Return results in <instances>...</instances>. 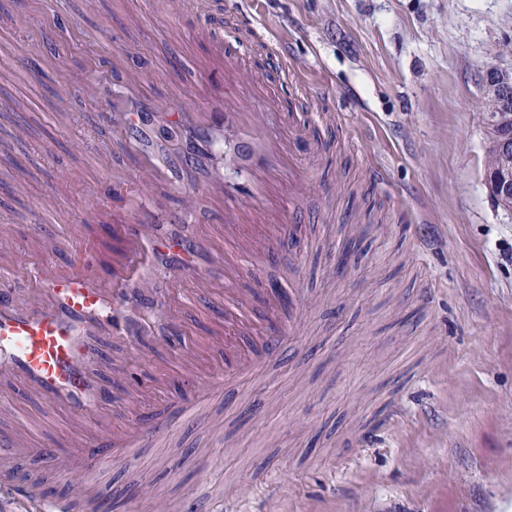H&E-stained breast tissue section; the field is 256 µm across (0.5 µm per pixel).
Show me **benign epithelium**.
<instances>
[{"instance_id": "1", "label": "benign epithelium", "mask_w": 512, "mask_h": 512, "mask_svg": "<svg viewBox=\"0 0 512 512\" xmlns=\"http://www.w3.org/2000/svg\"><path fill=\"white\" fill-rule=\"evenodd\" d=\"M488 154L485 186L497 207L512 212V71L487 69L480 75Z\"/></svg>"}]
</instances>
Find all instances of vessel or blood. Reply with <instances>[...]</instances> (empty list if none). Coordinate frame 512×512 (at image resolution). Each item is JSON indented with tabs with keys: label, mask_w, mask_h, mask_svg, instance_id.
Wrapping results in <instances>:
<instances>
[{
	"label": "vessel or blood",
	"mask_w": 512,
	"mask_h": 512,
	"mask_svg": "<svg viewBox=\"0 0 512 512\" xmlns=\"http://www.w3.org/2000/svg\"><path fill=\"white\" fill-rule=\"evenodd\" d=\"M189 34L222 55L224 99L205 112L171 113L188 139L223 137L225 164L235 173L207 184L223 199L208 238L194 230L196 160L159 156L106 91L97 123L139 162L135 178H115L111 155L98 156L108 175L91 189L99 232L67 225L80 248L58 265L24 262L0 244V389L35 397L43 410L37 417L0 404V499L30 512H94L104 494L96 472L155 447L179 420L210 424L204 405L211 391L279 356L285 338L298 334L296 318L284 316V296L262 287L259 266L293 240L299 225L315 221L295 197L271 191L288 144L304 138L305 128L283 123L281 98L239 56L225 53L210 21H197ZM135 55L121 45L109 59L130 91L146 72ZM160 181L177 193L176 207L153 206L147 192ZM136 191L144 197L132 214L124 201ZM202 250L221 257L219 272L201 275L188 265ZM188 276L194 288L173 295V284ZM18 277L28 281L32 304L8 287ZM181 381L193 384V394L172 400ZM65 459L72 462L65 492L55 496L39 472ZM133 509L175 512L157 491L142 493Z\"/></svg>",
	"instance_id": "1"
}]
</instances>
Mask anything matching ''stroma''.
Wrapping results in <instances>:
<instances>
[{
    "label": "stroma",
    "instance_id": "1",
    "mask_svg": "<svg viewBox=\"0 0 512 512\" xmlns=\"http://www.w3.org/2000/svg\"><path fill=\"white\" fill-rule=\"evenodd\" d=\"M226 2L206 0L225 42L247 39L246 64L306 114L298 157H323L322 193L300 201L321 220L302 229L298 277L284 260L261 270L301 290L303 343L215 392L220 433L182 425L103 468L106 512H131L147 487L195 510L512 512V213L484 184L479 85L487 68L512 70V0ZM180 27L162 0L91 12L85 0H0V84L38 124L17 150L30 173L21 216L0 189V241L53 263L74 253L57 243L62 220L38 210L51 194L91 213V150L115 147L96 123L114 45L154 61L144 96L206 105L165 74L182 51L206 59L176 41ZM275 47L305 72L281 80ZM63 167L72 180L57 179ZM356 225L371 231L336 278Z\"/></svg>",
    "mask_w": 512,
    "mask_h": 512
}]
</instances>
